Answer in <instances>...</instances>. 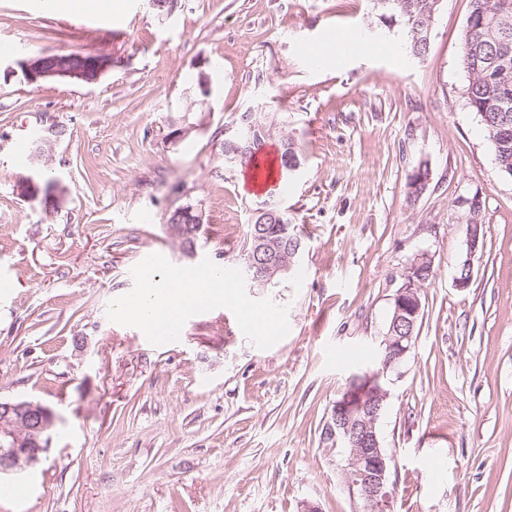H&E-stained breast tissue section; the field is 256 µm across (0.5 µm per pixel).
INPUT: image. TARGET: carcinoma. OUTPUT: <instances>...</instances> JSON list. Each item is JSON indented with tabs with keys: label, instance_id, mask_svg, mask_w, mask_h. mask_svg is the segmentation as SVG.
Instances as JSON below:
<instances>
[{
	"label": "carcinoma",
	"instance_id": "carcinoma-1",
	"mask_svg": "<svg viewBox=\"0 0 512 512\" xmlns=\"http://www.w3.org/2000/svg\"><path fill=\"white\" fill-rule=\"evenodd\" d=\"M441 0H372L373 9L386 26H396L408 37L410 48L422 56L427 51L423 43L425 25L435 23ZM459 66L468 74V84L463 91L466 107L474 112L484 128L493 151L498 171L512 179V0H469V13L459 53ZM260 113L263 132L255 136L254 147L238 166L259 165L258 154L265 143L279 133V112L256 108ZM279 170L289 174L284 155L303 161L296 141L289 136L280 137ZM168 224L181 244L184 239L182 226L194 231L192 240L203 234V211L192 210L187 215L170 214ZM269 236L278 245H300L297 227L288 212L281 211L278 220L267 224Z\"/></svg>",
	"mask_w": 512,
	"mask_h": 512
}]
</instances>
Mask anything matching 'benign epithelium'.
Masks as SVG:
<instances>
[{"mask_svg":"<svg viewBox=\"0 0 512 512\" xmlns=\"http://www.w3.org/2000/svg\"><path fill=\"white\" fill-rule=\"evenodd\" d=\"M111 66L110 59L105 56L79 54L71 57L42 55L21 63L31 82L70 79L91 83ZM244 122L245 128L225 140L229 147L226 155L239 157L248 152V136L259 129L260 119L258 114L251 112ZM254 241L253 253L246 263L251 284L259 285L276 272L288 270L295 264L298 249L279 251L261 233L256 234ZM423 268H432L431 261L424 255L412 262L395 298L394 322L406 323L408 333L386 336L387 356L376 368L351 376L324 429L325 440L342 438L350 444L346 476L349 487L362 500L365 512H391L390 458L382 448L377 423L388 398L387 373L396 368L412 348L413 330L422 308L420 275ZM53 423V411L40 402L0 400V474L38 464L42 453L46 452L43 436Z\"/></svg>","mask_w":512,"mask_h":512,"instance_id":"benign-epithelium-1","label":"benign epithelium"}]
</instances>
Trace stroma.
I'll use <instances>...</instances> for the list:
<instances>
[{
	"label": "stroma",
	"mask_w": 512,
	"mask_h": 512,
	"mask_svg": "<svg viewBox=\"0 0 512 512\" xmlns=\"http://www.w3.org/2000/svg\"><path fill=\"white\" fill-rule=\"evenodd\" d=\"M67 2L0 0L14 46L0 55V399L56 415L41 462L7 475L20 493L0 512H363L345 447L322 429L351 374L373 367L421 253L433 276L378 422L392 510L512 512V179L463 99L469 0H442L422 57L370 0H178L169 15L123 0L119 30ZM350 35L366 48L335 66L304 51ZM69 53L113 65L92 84L21 68ZM257 105L285 112L304 165L280 199L298 258L253 287L241 270L257 199L224 163V130ZM176 121L188 139H169ZM52 128L47 166L16 168L13 143ZM53 177L66 191L49 208ZM474 199L485 240L472 253ZM186 205L207 219L191 259L167 224ZM214 265L228 307L275 309L273 329L197 311L157 345L120 309L147 278Z\"/></svg>",
	"instance_id": "1"
}]
</instances>
